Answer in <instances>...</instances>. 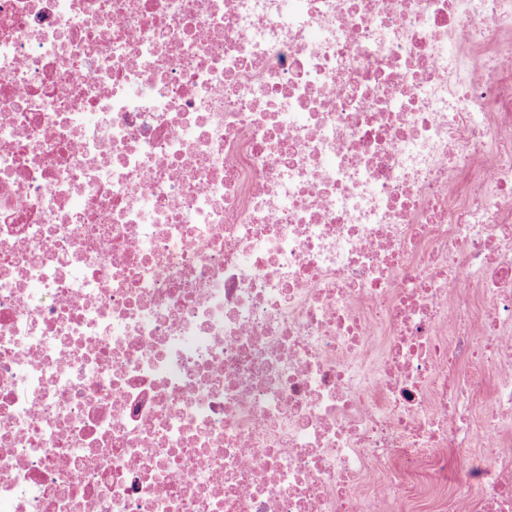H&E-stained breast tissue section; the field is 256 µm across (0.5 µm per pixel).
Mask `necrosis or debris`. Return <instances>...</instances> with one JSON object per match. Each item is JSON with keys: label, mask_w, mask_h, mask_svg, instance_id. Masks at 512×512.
Listing matches in <instances>:
<instances>
[{"label": "necrosis or debris", "mask_w": 512, "mask_h": 512, "mask_svg": "<svg viewBox=\"0 0 512 512\" xmlns=\"http://www.w3.org/2000/svg\"><path fill=\"white\" fill-rule=\"evenodd\" d=\"M512 512V0H0V512Z\"/></svg>", "instance_id": "necrosis-or-debris-1"}]
</instances>
